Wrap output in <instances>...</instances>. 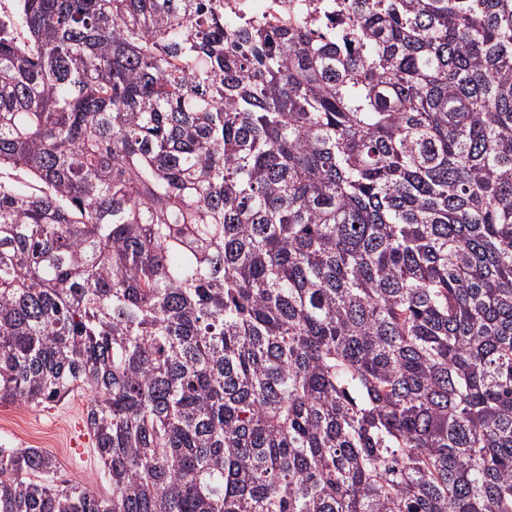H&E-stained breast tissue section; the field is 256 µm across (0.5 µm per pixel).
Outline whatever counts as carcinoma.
<instances>
[{
  "label": "carcinoma",
  "instance_id": "cac0c4a2",
  "mask_svg": "<svg viewBox=\"0 0 512 512\" xmlns=\"http://www.w3.org/2000/svg\"><path fill=\"white\" fill-rule=\"evenodd\" d=\"M224 2L0 23V512H512V0ZM87 395L58 403L0 406V444L6 448H40L58 462L63 480L108 494L100 463L86 427ZM84 437L85 441L79 438ZM74 441L81 446L73 447Z\"/></svg>",
  "mask_w": 512,
  "mask_h": 512
}]
</instances>
